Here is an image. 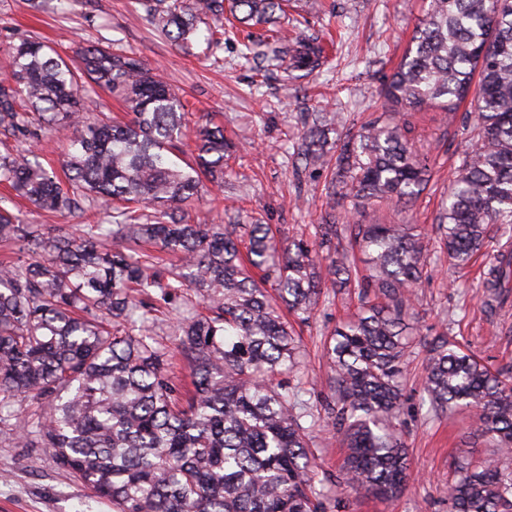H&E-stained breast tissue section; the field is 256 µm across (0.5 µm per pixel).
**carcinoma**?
<instances>
[{
    "instance_id": "cac0c4a2",
    "label": "carcinoma",
    "mask_w": 512,
    "mask_h": 512,
    "mask_svg": "<svg viewBox=\"0 0 512 512\" xmlns=\"http://www.w3.org/2000/svg\"><path fill=\"white\" fill-rule=\"evenodd\" d=\"M144 18L186 48L207 25V44L224 41V22L245 31L273 25L288 0H137ZM0 81V182L37 209L73 213L100 200L107 221L76 233H47L0 209V241L18 257L0 264V415L18 396L43 414L22 435L112 503L113 512H326L315 470L312 413L284 375L298 345L287 315L306 320L322 288L357 290L359 313L323 341L333 374L324 397L348 453L343 480L392 501L410 461L398 432L405 336L413 295L429 275L427 243L410 224L336 223L335 195L312 243L279 242L266 224H185L179 206L203 181L224 187V130L190 131L178 88L136 57L107 46L66 60L41 41L8 47ZM287 68L313 73L326 63L317 39L286 49ZM116 98L129 119L89 120L85 87ZM390 117L336 137L331 188L364 208L408 205L425 189L427 165L414 147L413 113L455 112L471 100L473 147L448 187L438 217L440 248L469 267L490 224L512 232V0H429L425 18L385 86ZM315 117L297 145L306 169L327 167V134ZM193 133L194 163L171 158ZM69 134L62 174L32 146ZM350 235L366 255L359 275L340 250ZM112 240V248L102 242ZM484 274L485 307L512 282V247ZM271 288H265L267 281ZM194 289L202 310L175 308L178 354L193 375L187 399L167 375V349L152 334L151 300L170 305ZM424 393L434 412L479 411L477 431L512 456V376L438 338ZM452 512H512V470L499 460L459 461Z\"/></svg>"
}]
</instances>
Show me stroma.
<instances>
[{"instance_id":"stroma-1","label":"stroma","mask_w":512,"mask_h":512,"mask_svg":"<svg viewBox=\"0 0 512 512\" xmlns=\"http://www.w3.org/2000/svg\"><path fill=\"white\" fill-rule=\"evenodd\" d=\"M428 0H290L283 41L299 35H332L335 44L325 66L300 78L272 61L275 43L268 29L256 28V43L225 40L218 51L223 66L211 63L205 42L185 52L140 18L135 0H62L57 9L33 8L31 0H0V77L8 72L4 50L22 37L55 47L63 56L77 48L105 44L163 71L184 92L189 124L211 122L237 150L224 162L223 191L206 192L183 207L189 224H267L277 239L313 241L326 211V174H296L294 143L314 113L332 112L340 133L354 134L386 112L381 90L408 47ZM431 107L419 127L417 147L427 158L430 177L413 206L379 204L362 221L408 219L417 231L435 238L440 200L470 148L474 111L464 103L448 123ZM0 207L24 223L69 229L98 219V212L49 214L0 186ZM501 240L498 225L488 229V245L464 271L457 272L439 248L430 252L435 271L417 290L410 336L412 353L403 381L399 419L409 449L411 477L391 502L346 487L341 469L346 457L342 436L327 426L322 400L330 371L321 358L324 335L358 312L356 300L326 289L313 316L297 325L303 352L297 379L317 424L313 430L316 463L331 474L327 512H451L448 487L455 461L494 454L491 442L475 429L476 411H430L422 372L429 349L445 335L475 353L492 369L512 374V296L489 313L480 288ZM41 412L27 398L15 400L12 415L0 423V512H112L81 481L39 448L21 447L28 422Z\"/></svg>"}]
</instances>
